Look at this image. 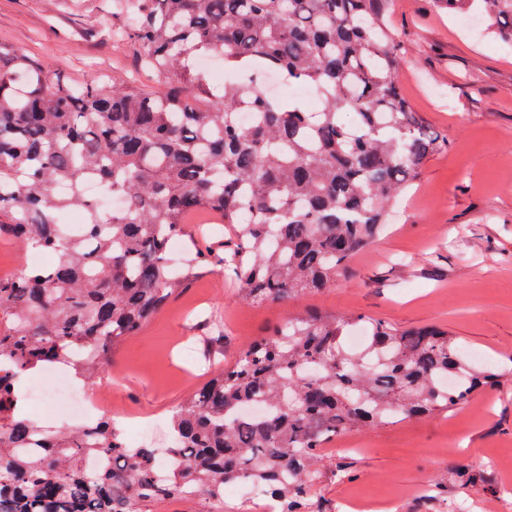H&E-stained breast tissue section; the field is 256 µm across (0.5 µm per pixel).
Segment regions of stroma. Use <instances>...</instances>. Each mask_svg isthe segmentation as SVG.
<instances>
[{
    "instance_id": "obj_1",
    "label": "stroma",
    "mask_w": 512,
    "mask_h": 512,
    "mask_svg": "<svg viewBox=\"0 0 512 512\" xmlns=\"http://www.w3.org/2000/svg\"><path fill=\"white\" fill-rule=\"evenodd\" d=\"M100 0H0V41L39 58L63 83L101 70L128 76L131 50L112 44ZM393 29L409 50L399 69L414 112L447 135L394 210L390 228L326 292L251 304L216 271L201 273L140 332L119 343L92 386L129 431L170 444L171 411L224 362L290 314H366L408 329L437 326L503 376L453 411L338 436L342 451L316 486L319 512L371 495L365 512H512V43L464 26L431 0H394ZM213 320L223 354L200 326Z\"/></svg>"
}]
</instances>
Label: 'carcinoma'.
<instances>
[{"mask_svg": "<svg viewBox=\"0 0 512 512\" xmlns=\"http://www.w3.org/2000/svg\"><path fill=\"white\" fill-rule=\"evenodd\" d=\"M112 38L167 85L91 75L62 86L0 42V235L51 256L0 276V512H157L187 499L224 512V485L256 481L278 512H312L320 448L342 432L448 412L500 382L437 327L398 329L360 314L307 310L250 344L172 413L170 465L129 448L112 420L51 430L19 408L22 381L53 364L80 382L106 372L196 270L279 304L330 288L386 228L390 207L448 137L413 112L398 71L392 0H106ZM474 13L512 41V0H432ZM268 68L322 99L271 97L250 77L214 85L198 68ZM252 112L250 128L239 124ZM95 181L125 200L102 212ZM64 183L68 193L54 187ZM211 212L233 244L176 265L174 240ZM365 328L362 352L344 345ZM253 404L264 407L245 415ZM39 447L37 453L31 452ZM87 454L112 458L98 472Z\"/></svg>", "mask_w": 512, "mask_h": 512, "instance_id": "carcinoma-1", "label": "carcinoma"}]
</instances>
